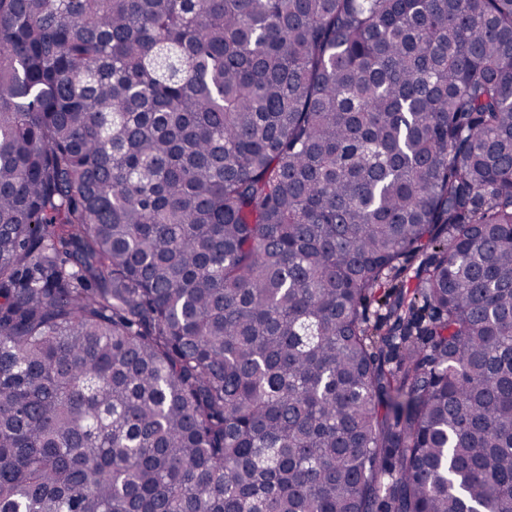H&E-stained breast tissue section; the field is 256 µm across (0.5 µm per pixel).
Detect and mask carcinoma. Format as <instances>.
<instances>
[{
  "instance_id": "carcinoma-1",
  "label": "carcinoma",
  "mask_w": 512,
  "mask_h": 512,
  "mask_svg": "<svg viewBox=\"0 0 512 512\" xmlns=\"http://www.w3.org/2000/svg\"><path fill=\"white\" fill-rule=\"evenodd\" d=\"M476 508L512 0H0V512Z\"/></svg>"
}]
</instances>
